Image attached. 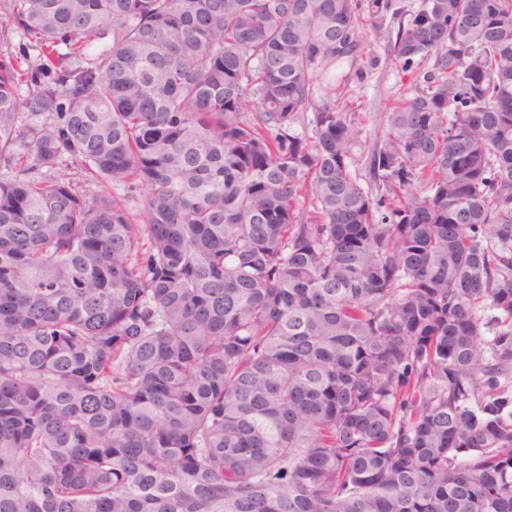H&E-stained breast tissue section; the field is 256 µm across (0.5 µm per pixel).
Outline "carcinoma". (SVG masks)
<instances>
[{
	"label": "carcinoma",
	"instance_id": "obj_1",
	"mask_svg": "<svg viewBox=\"0 0 512 512\" xmlns=\"http://www.w3.org/2000/svg\"><path fill=\"white\" fill-rule=\"evenodd\" d=\"M406 13L0 0V512H512V0L398 26L393 206L314 96Z\"/></svg>",
	"mask_w": 512,
	"mask_h": 512
}]
</instances>
